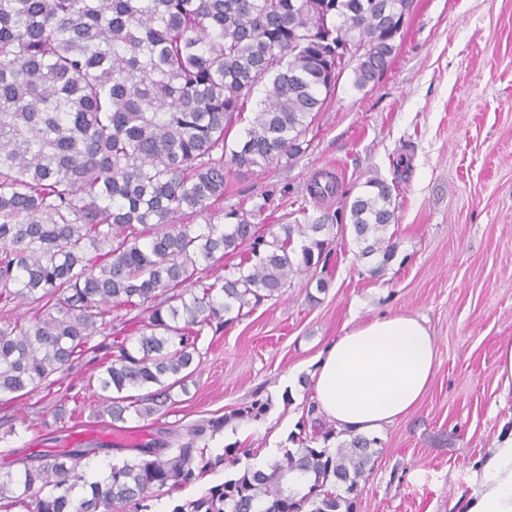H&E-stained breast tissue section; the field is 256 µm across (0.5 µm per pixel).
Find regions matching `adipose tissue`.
I'll list each match as a JSON object with an SVG mask.
<instances>
[{
    "label": "adipose tissue",
    "instance_id": "adipose-tissue-1",
    "mask_svg": "<svg viewBox=\"0 0 512 512\" xmlns=\"http://www.w3.org/2000/svg\"><path fill=\"white\" fill-rule=\"evenodd\" d=\"M436 366L427 328L412 315L393 313L336 338L318 359L312 399L337 430L374 434L420 404ZM471 484L465 512H512V430L479 460Z\"/></svg>",
    "mask_w": 512,
    "mask_h": 512
}]
</instances>
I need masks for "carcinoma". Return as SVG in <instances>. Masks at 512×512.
I'll return each instance as SVG.
<instances>
[{
	"label": "carcinoma",
	"instance_id": "obj_1",
	"mask_svg": "<svg viewBox=\"0 0 512 512\" xmlns=\"http://www.w3.org/2000/svg\"><path fill=\"white\" fill-rule=\"evenodd\" d=\"M412 3L0 0V305L40 304L31 320L0 323V396L50 389L52 375L100 352L101 371L88 380L98 415L150 417L175 403V388L187 392L194 337L327 263L318 221L264 234L249 212L227 214V228L174 218L224 199L229 172L303 152L302 136L347 69L358 89L383 75L400 36L387 16ZM267 80L244 137L228 144ZM347 209L359 257L385 265L398 223L391 186L368 179ZM246 243V260L203 281ZM121 308L148 314L139 336L90 344ZM268 407L255 400L236 415L258 420ZM224 423L203 419L141 448L102 481L80 470L89 448L20 458L0 475V512H147L151 498L224 465L235 472L171 512H353L349 495L378 454L377 439L352 433L329 446L336 429L316 418L268 470L241 468L231 447H198ZM288 475L305 489L283 487Z\"/></svg>",
	"mask_w": 512,
	"mask_h": 512
}]
</instances>
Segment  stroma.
<instances>
[{"mask_svg":"<svg viewBox=\"0 0 512 512\" xmlns=\"http://www.w3.org/2000/svg\"><path fill=\"white\" fill-rule=\"evenodd\" d=\"M305 139L293 160L228 175L222 201L179 221L221 224L261 203L256 222L268 230L324 218L332 255L316 274L325 290L298 276L281 297L206 329L186 392L151 418L97 416L99 400L85 390L71 437L41 428L54 420L55 397L37 391L8 403L1 473L28 450L63 451L79 439L111 446L82 461L85 475H103L168 432L222 415L209 448L273 461L312 400L319 355L350 327L406 313L433 337L437 369L420 405L378 433L354 512H462L477 460L512 427V387L496 369L500 346L512 343V0H413L383 76L359 90L344 73ZM327 174L340 193L312 195ZM371 177L394 187L399 216L394 256L376 275L336 221ZM257 399L270 403L261 419L233 418Z\"/></svg>","mask_w":512,"mask_h":512,"instance_id":"35a3bbf8","label":"stroma"}]
</instances>
